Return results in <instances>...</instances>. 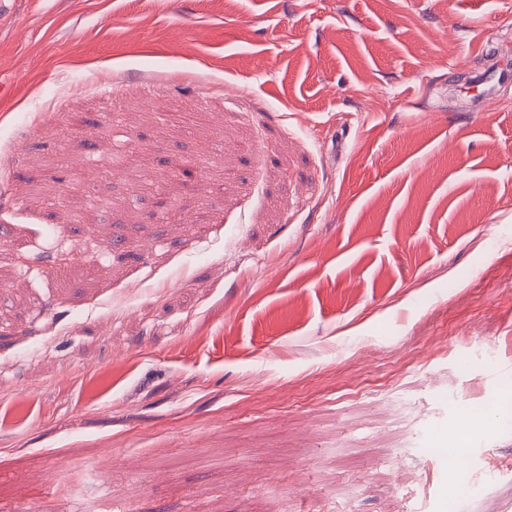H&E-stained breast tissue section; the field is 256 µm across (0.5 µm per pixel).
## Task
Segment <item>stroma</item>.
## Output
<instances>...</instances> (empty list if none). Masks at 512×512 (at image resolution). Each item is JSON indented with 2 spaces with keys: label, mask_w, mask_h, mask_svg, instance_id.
I'll use <instances>...</instances> for the list:
<instances>
[{
  "label": "stroma",
  "mask_w": 512,
  "mask_h": 512,
  "mask_svg": "<svg viewBox=\"0 0 512 512\" xmlns=\"http://www.w3.org/2000/svg\"><path fill=\"white\" fill-rule=\"evenodd\" d=\"M507 44L512 0H0V512H512V81L459 92Z\"/></svg>",
  "instance_id": "35a3bbf8"
}]
</instances>
